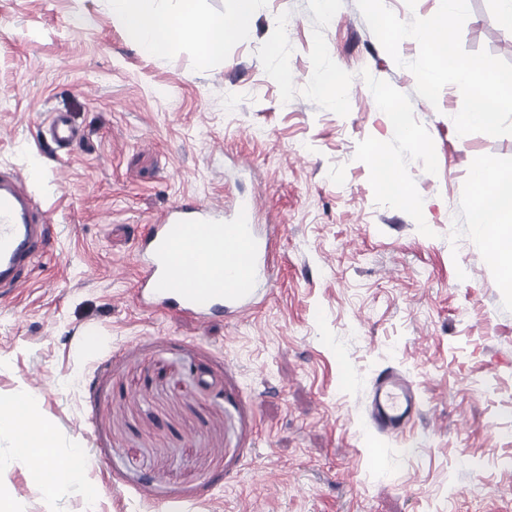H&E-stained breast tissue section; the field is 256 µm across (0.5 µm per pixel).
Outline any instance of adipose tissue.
Instances as JSON below:
<instances>
[{"mask_svg": "<svg viewBox=\"0 0 512 512\" xmlns=\"http://www.w3.org/2000/svg\"><path fill=\"white\" fill-rule=\"evenodd\" d=\"M151 0H112L109 22L120 28L144 52L157 53L166 45L193 39L200 60H207L224 48L229 32L250 19V0H237L234 16L203 18L196 0H180V8L169 14L151 10ZM472 222L498 262L500 285L512 292V169L495 162H483L479 169L472 202ZM0 433L13 435L18 455L24 457L31 473L39 479L47 497L78 488L86 498L96 491L86 484V455L71 449L66 471H56V450L52 434L43 428L34 407V395L19 391L0 404Z\"/></svg>", "mask_w": 512, "mask_h": 512, "instance_id": "ef3b65f1", "label": "adipose tissue"}]
</instances>
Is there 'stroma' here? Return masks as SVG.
I'll return each mask as SVG.
<instances>
[{
  "mask_svg": "<svg viewBox=\"0 0 512 512\" xmlns=\"http://www.w3.org/2000/svg\"><path fill=\"white\" fill-rule=\"evenodd\" d=\"M465 50L512 62L498 0H468ZM111 0H0V166L47 211L28 284L0 298V400L31 390L58 457L98 490L47 500L0 435L10 512H512V294L471 222L486 160L512 135L460 138L381 46L356 0H251L200 63L110 25ZM345 82L342 100L315 75ZM391 90L422 139L374 101ZM80 142L57 147L53 113ZM398 161L419 205L386 196ZM259 204L281 228L276 281L239 319L200 324L133 296L137 240L181 202ZM400 369L424 416L394 439L367 421ZM373 162L381 176L383 190L404 203L414 204V199L408 195L399 180L398 168L394 157L384 152L375 151Z\"/></svg>",
  "mask_w": 512,
  "mask_h": 512,
  "instance_id": "1",
  "label": "stroma"
}]
</instances>
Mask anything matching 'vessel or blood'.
Instances as JSON below:
<instances>
[{
    "instance_id": "b4317fda",
    "label": "vessel or blood",
    "mask_w": 512,
    "mask_h": 512,
    "mask_svg": "<svg viewBox=\"0 0 512 512\" xmlns=\"http://www.w3.org/2000/svg\"><path fill=\"white\" fill-rule=\"evenodd\" d=\"M50 139L69 148L81 139L65 114L48 125ZM254 206L243 201L236 219L224 208L203 202L170 206L151 225L136 248L142 272L136 299L148 311L174 310L206 323L214 316L238 318L267 299L273 286L271 240L253 224ZM47 215L24 185L21 173L0 168V292L23 287L44 246ZM193 239L192 250L178 255L177 247ZM419 390L400 371L380 374L369 394L367 416L385 436L406 435L421 415Z\"/></svg>"
}]
</instances>
